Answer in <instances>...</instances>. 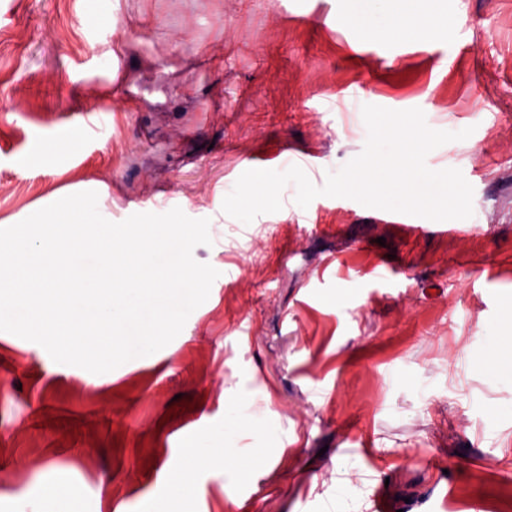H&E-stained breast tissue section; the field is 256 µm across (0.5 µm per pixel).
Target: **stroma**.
Instances as JSON below:
<instances>
[{"mask_svg": "<svg viewBox=\"0 0 512 512\" xmlns=\"http://www.w3.org/2000/svg\"><path fill=\"white\" fill-rule=\"evenodd\" d=\"M436 6L450 23L442 39L361 43L348 27L358 0H0V222L89 180L113 219L175 207L202 218L278 149L338 171L364 147L366 104L472 128L431 156L474 189L457 234H418L416 216L399 227L325 196L245 230L210 225L211 245L193 251L220 272L206 302L166 347L104 374L0 331V512H55L40 492L51 475L82 512H322L340 450L382 476L366 507L512 512V415L445 402L425 412L396 386L423 372L449 395L469 392L460 371L512 299V0ZM384 259L387 282L371 274ZM472 267L483 282L463 287ZM244 371L252 420L288 428L255 438L273 471L231 483L202 466L172 497L185 449L223 448L224 388ZM178 396L194 410L166 418ZM45 409L100 421L99 442L58 445L39 425ZM152 437L159 452L142 474L137 446ZM377 439L403 455L370 454Z\"/></svg>", "mask_w": 512, "mask_h": 512, "instance_id": "stroma-1", "label": "stroma"}]
</instances>
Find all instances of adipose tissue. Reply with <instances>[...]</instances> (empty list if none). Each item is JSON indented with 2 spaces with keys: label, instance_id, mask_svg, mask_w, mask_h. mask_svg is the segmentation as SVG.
<instances>
[{
  "label": "adipose tissue",
  "instance_id": "adipose-tissue-1",
  "mask_svg": "<svg viewBox=\"0 0 512 512\" xmlns=\"http://www.w3.org/2000/svg\"><path fill=\"white\" fill-rule=\"evenodd\" d=\"M391 0H369L368 10L360 12L357 22L364 31L381 39L414 40L422 34L433 36L442 32V22L433 12L417 10L418 0H407L408 14L393 13ZM478 390L462 394V402L472 405L512 404V341L497 342L494 352L475 368ZM249 396L240 384L224 390V445L231 448L232 456L222 457L225 473L232 478L246 474L261 457L262 451L250 447L248 440L252 426L245 419ZM336 479L323 504L326 512H363V501L358 494L365 483L366 471L358 469L346 455H339L334 463Z\"/></svg>",
  "mask_w": 512,
  "mask_h": 512
}]
</instances>
